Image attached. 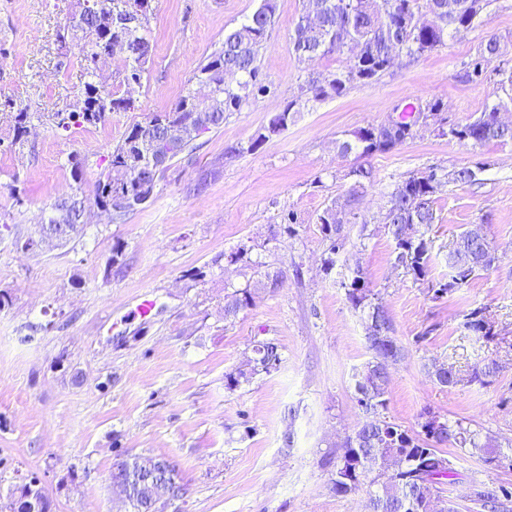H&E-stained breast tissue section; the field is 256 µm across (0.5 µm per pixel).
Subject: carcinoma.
<instances>
[{
  "instance_id": "cac0c4a2",
  "label": "carcinoma",
  "mask_w": 512,
  "mask_h": 512,
  "mask_svg": "<svg viewBox=\"0 0 512 512\" xmlns=\"http://www.w3.org/2000/svg\"><path fill=\"white\" fill-rule=\"evenodd\" d=\"M151 0H79V12L73 17L71 30L82 33L83 61L90 76L80 90L75 109L54 113L55 127L69 130L74 126L95 127L105 120L106 114L134 107L129 98H115L102 82L97 80L94 56L106 44L107 29H112V38L121 39L135 55L125 57L124 79L139 82L151 59L150 40L137 19L150 6ZM314 4L312 13L322 16L318 27L306 22L301 15L295 25L289 43L300 60H313L336 53L346 56L340 69L325 75H310L300 87V94L307 102L321 101L328 97H339L356 86H370L389 67L388 57L394 46L409 57H419L445 44V35L428 30L424 17L430 4L439 0H309ZM456 11L448 22V30L454 34L467 32L483 23V10L488 0H452ZM275 0H261L247 21L224 35L221 49L212 54L206 63L194 73L191 81L210 88L209 94L199 97L191 88L180 95L174 106L165 112L155 113L145 121L134 124L120 144L112 148L108 163L97 186L95 204H106L112 194L148 186L155 189L164 169L150 168L140 163L141 155H149L154 149L170 151L164 145L166 124L170 121L196 116L195 122L218 129L224 121L250 99L267 91L260 78L257 64L258 52L274 26ZM500 42L491 38L480 44L475 53L463 64L461 78L468 83L482 84L488 78L489 68L499 54ZM233 73L240 80L232 85L225 82L224 75ZM496 100L470 119L444 127L439 118L442 104L438 100L426 102L431 120L439 123L441 135L459 144L472 146L490 142H512V124L499 121L502 107L512 108V73L501 74L495 91ZM297 101L291 100L284 109L270 117L265 132L259 134L252 147L256 148L269 138L288 127L292 122ZM35 113L26 108L17 110L12 125L11 145L23 142L28 124ZM413 137L408 123L392 127L367 125L350 133V138L340 143L342 153L357 151L362 156L385 153L395 149ZM475 167L463 166L450 174L436 169L414 173L404 179L388 196L382 223L395 243L396 261L417 280L428 274L429 245L418 227L432 224L436 220L435 194L439 187L450 181L461 185L477 183ZM345 205L338 209L332 204L319 214L317 223L328 241V254L324 260L325 270L333 269L342 246L344 225L357 219L355 206L363 190L374 183L372 169L357 167L351 176ZM80 199L73 205H52V214L47 224L63 225L75 233L82 224L84 207ZM496 261L495 250L485 237H474L465 231L458 236L448 253L450 278L438 281L429 288L439 298L467 283L475 273L490 269ZM260 288L280 287L283 272L268 270L257 272ZM345 295L352 308L368 310L367 348L371 352L363 370L353 374L355 401L363 415V421L346 438L343 454L337 458L331 472L330 489L338 496L348 497L362 490L370 496L372 512H457L448 506L441 496L440 485L455 474L453 464L443 465L448 460L442 448L452 446L466 448L487 464L501 465L512 462V455L501 454L490 439H481L480 433L463 426V422H450L430 411L423 416L420 430L410 431L384 416L388 405L389 366L400 361L406 348L394 336L380 337L385 330H392V320L386 308L372 302L373 290L362 270L355 271L350 283L344 285ZM252 300L247 288L236 290L224 297V317H236L248 307ZM466 327L478 336L492 335L491 327L479 308L466 315ZM255 357L250 366L237 368L225 375L226 386L232 390L255 376L268 373L281 362L279 346L271 341L260 342L253 348ZM499 365L491 361L483 368L473 371L467 382L489 383L496 376ZM434 381L442 387H453L462 378L448 368L445 372L434 368L430 372ZM161 457L134 455L115 462L122 472L143 470L155 471ZM154 485L142 487L137 499L128 502L130 512H155ZM474 504L484 512H504L506 504L512 502V487L500 485L489 488L477 486L472 495ZM19 512H30V503L38 501L39 512H48L49 505L42 490L33 485L19 487Z\"/></svg>"
}]
</instances>
